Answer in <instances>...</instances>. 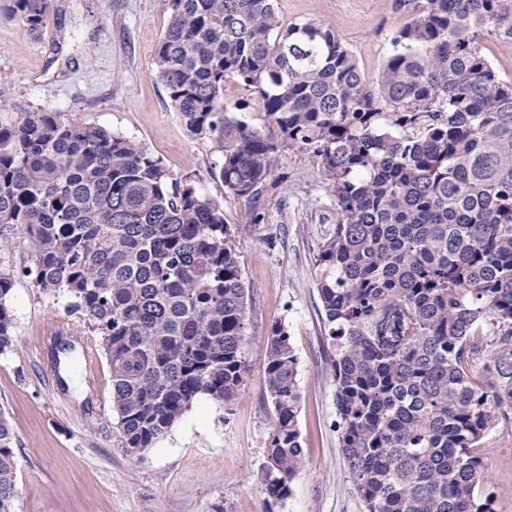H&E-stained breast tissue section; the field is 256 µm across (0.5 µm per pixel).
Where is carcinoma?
I'll use <instances>...</instances> for the list:
<instances>
[{
  "label": "carcinoma",
  "mask_w": 512,
  "mask_h": 512,
  "mask_svg": "<svg viewBox=\"0 0 512 512\" xmlns=\"http://www.w3.org/2000/svg\"><path fill=\"white\" fill-rule=\"evenodd\" d=\"M51 0H9L40 33ZM276 0H173L155 65L171 105L257 198L285 145L332 177L338 221L316 259L340 443L365 512H495L476 453L512 421V81L483 54L512 42V0H408L378 87L333 27L284 26ZM258 92L274 140L224 111V82ZM0 353L17 273L102 340L121 447H152L201 397L229 404L248 365L246 291L220 202L171 179L134 141L63 112L0 113ZM277 415L269 496L303 448L297 357L272 327ZM14 433L0 409V512H16Z\"/></svg>",
  "instance_id": "1"
}]
</instances>
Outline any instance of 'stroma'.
Wrapping results in <instances>:
<instances>
[{"label": "stroma", "mask_w": 512, "mask_h": 512, "mask_svg": "<svg viewBox=\"0 0 512 512\" xmlns=\"http://www.w3.org/2000/svg\"><path fill=\"white\" fill-rule=\"evenodd\" d=\"M276 9L284 23L333 26L371 85L393 32L412 16L400 0H277ZM171 15L172 0H52L37 35L0 18V111L50 109L103 126L222 204L247 294L243 393L228 408L199 397L151 448L126 452L103 350L87 344L63 302L18 278L9 299L13 342L0 354V409L15 435L16 512H364L340 448L334 349L317 291L318 246L338 219L333 180L289 146L257 200L225 189L218 154L186 130L153 63ZM224 108L262 133L274 131L254 88L239 80L225 82ZM254 209L263 223L248 224ZM276 324L286 327L298 360L304 452L281 500L263 482L276 423L263 344ZM64 326L74 331L75 348L55 360L50 338ZM478 454L496 512H512V422L488 431Z\"/></svg>", "instance_id": "stroma-1"}]
</instances>
